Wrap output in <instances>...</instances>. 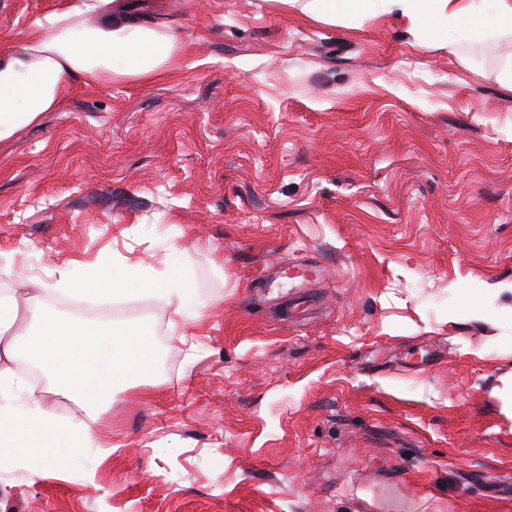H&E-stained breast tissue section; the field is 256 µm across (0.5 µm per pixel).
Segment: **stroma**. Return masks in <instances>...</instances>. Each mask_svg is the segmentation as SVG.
Here are the masks:
<instances>
[{
    "mask_svg": "<svg viewBox=\"0 0 512 512\" xmlns=\"http://www.w3.org/2000/svg\"><path fill=\"white\" fill-rule=\"evenodd\" d=\"M82 0H0V56ZM183 51L154 80L73 83L0 141V296L73 315L70 261L178 264L184 335L136 289L154 374L38 476L0 449V512H512V37L462 40L374 0H122ZM336 1H344L350 10H363L372 0H289L288 5L298 8L302 13L314 18L336 17Z\"/></svg>",
    "mask_w": 512,
    "mask_h": 512,
    "instance_id": "stroma-1",
    "label": "stroma"
}]
</instances>
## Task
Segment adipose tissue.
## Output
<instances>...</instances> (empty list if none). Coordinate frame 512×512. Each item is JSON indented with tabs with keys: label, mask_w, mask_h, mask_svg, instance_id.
<instances>
[{
	"label": "adipose tissue",
	"mask_w": 512,
	"mask_h": 512,
	"mask_svg": "<svg viewBox=\"0 0 512 512\" xmlns=\"http://www.w3.org/2000/svg\"><path fill=\"white\" fill-rule=\"evenodd\" d=\"M390 7L413 24L430 26L445 21L448 30L465 28L475 41L512 35V0H387ZM180 44L169 31L126 22L121 16L101 26L56 29L48 38L31 42L0 57V141L36 122L42 113L58 110L74 80L93 86L118 79H153L178 63ZM59 283L76 294L124 293L139 281L150 293L172 307L170 329L180 328L188 309L202 302L188 288L180 267L163 276L141 264L115 265L99 260L72 262L59 271ZM28 320L36 332L9 335L16 316L11 299L0 298V436L15 448L14 462L29 467L28 451L40 449L45 458L68 462L77 447L92 448L96 441L82 425L63 426L41 398L30 396L17 404L15 393L28 390L11 360L25 354L53 375L61 389L99 409L117 386L150 376L155 369L151 326L132 322L103 326L95 321L70 322L30 305Z\"/></svg>",
	"instance_id": "adipose-tissue-1"
}]
</instances>
